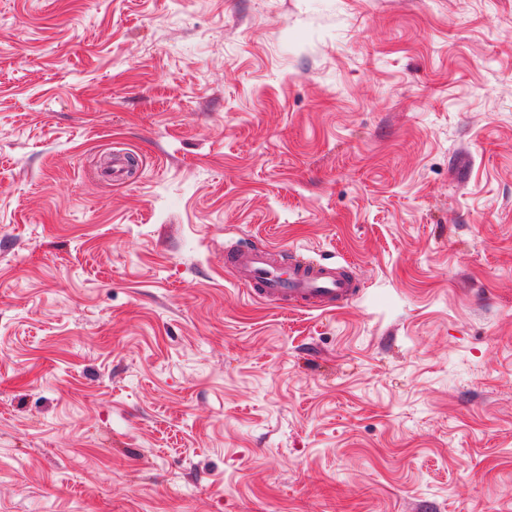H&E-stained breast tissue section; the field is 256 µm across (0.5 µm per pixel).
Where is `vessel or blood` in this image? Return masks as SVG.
I'll list each match as a JSON object with an SVG mask.
<instances>
[{"mask_svg": "<svg viewBox=\"0 0 512 512\" xmlns=\"http://www.w3.org/2000/svg\"><path fill=\"white\" fill-rule=\"evenodd\" d=\"M224 267L252 299L286 311L327 312L359 293L346 263L317 260L268 243L225 247Z\"/></svg>", "mask_w": 512, "mask_h": 512, "instance_id": "vessel-or-blood-1", "label": "vessel or blood"}]
</instances>
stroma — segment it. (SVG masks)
<instances>
[{
    "label": "stroma",
    "instance_id": "stroma-1",
    "mask_svg": "<svg viewBox=\"0 0 512 512\" xmlns=\"http://www.w3.org/2000/svg\"><path fill=\"white\" fill-rule=\"evenodd\" d=\"M0 512H512V0H0ZM224 268L248 295L281 310L332 311L354 299L356 279L344 262L316 260L268 243L224 247Z\"/></svg>",
    "mask_w": 512,
    "mask_h": 512
}]
</instances>
